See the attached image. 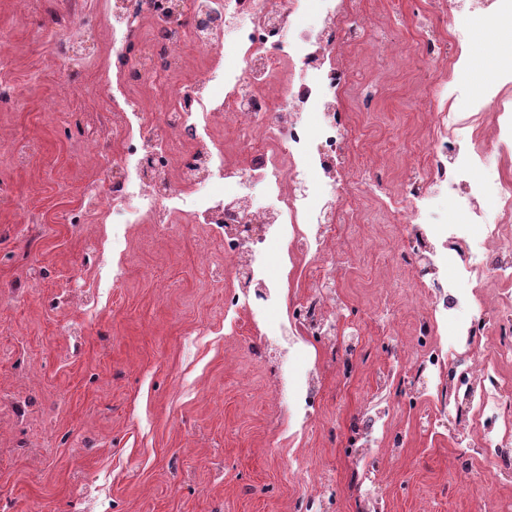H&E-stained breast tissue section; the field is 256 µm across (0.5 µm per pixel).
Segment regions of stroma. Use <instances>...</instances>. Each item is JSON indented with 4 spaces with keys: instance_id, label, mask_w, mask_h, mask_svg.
<instances>
[{
    "instance_id": "35a3bbf8",
    "label": "stroma",
    "mask_w": 512,
    "mask_h": 512,
    "mask_svg": "<svg viewBox=\"0 0 512 512\" xmlns=\"http://www.w3.org/2000/svg\"><path fill=\"white\" fill-rule=\"evenodd\" d=\"M75 26L98 44L92 62L75 75L47 69L45 53L62 37L52 5L0 0V75L16 87L0 126L39 146L16 168L8 163L11 145H0V176L11 191L0 200V512H294L310 468L333 475L328 512H354L355 496L369 493L382 497L385 512H512V485L478 477L459 487L455 410L434 397L417 412L391 415L377 433L374 471L357 491L348 489L333 429H344L364 400L396 403L377 387L380 360L365 352L392 322L403 341L414 336L407 301L376 306V284L387 277L378 256L337 284L345 309L339 336L354 343L359 369L344 385L324 380L326 418L307 428L282 408L317 352L303 343L285 361L253 355L250 324L225 314L224 290L201 259L217 249L211 232L183 222L164 233L139 224L118 240L108 223L60 222L97 190L98 168L114 149L100 143L90 117L100 101L55 97L67 82L78 89L115 83L106 66L109 0H86ZM506 42L483 24L471 28L462 45L467 68L448 69L467 86L458 111L502 84ZM425 69L416 63L374 90L379 109L366 123L395 172L423 118L409 89ZM78 126L88 143L81 152L65 136ZM63 288L88 298L60 306ZM372 305L377 312L367 324L347 314ZM278 368L288 389L277 398L270 386ZM424 415L433 427L421 424ZM395 432L405 449L393 460L385 447Z\"/></svg>"
}]
</instances>
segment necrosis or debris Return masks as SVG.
Here are the masks:
<instances>
[{
  "label": "necrosis or debris",
  "instance_id": "obj_1",
  "mask_svg": "<svg viewBox=\"0 0 512 512\" xmlns=\"http://www.w3.org/2000/svg\"><path fill=\"white\" fill-rule=\"evenodd\" d=\"M82 7L83 0H67L61 17L65 35L49 54L52 67L88 57L86 33L71 25ZM111 13L119 44L112 63L120 89H151L153 75L140 65L146 54L171 71L191 49L205 67L192 80L170 87L171 106L133 117L116 101L111 111L97 113L96 123L118 138L119 150L99 171V190L85 198L83 213L115 225L163 228L180 217L217 231L218 250L205 260L210 265L222 257L230 261L233 285L224 292L228 312L243 299L266 309L276 304L266 254L271 244L283 245V259L299 271L306 291L286 323L260 337L253 351L260 358L273 351L285 354L305 336L325 343L326 361L310 368L301 386L305 419L321 417L326 370L345 381L356 371L351 351L338 343L341 307L328 284L347 267L353 245L344 231L359 221L363 188L380 173L361 148L347 110L352 104L362 112L375 110L373 95L358 77L381 73L399 50L377 43L361 48L360 37L379 27L378 14L364 0H190L177 15L169 0H112ZM302 14L314 22L300 30L295 21ZM447 16L452 24L439 31ZM478 18L493 31L512 30V0H474L453 16L447 0H430L416 26L413 59L433 71L459 63L456 48ZM230 31L241 53L234 69L219 56ZM459 94V87L444 82L424 94L420 107L427 119L418 130L419 149L389 194L394 232L376 241L387 249L393 271L423 265L432 275L430 282L414 283L415 342L404 346L388 336L383 352L393 365L377 374L382 388L394 374H403V403L409 407L426 399L425 376L446 370L449 350L441 331L450 312L468 311L469 292L481 291L512 311V81L473 101V111L491 109L499 118L480 132L451 111ZM217 129L250 133L238 158L225 159L211 139ZM492 157L497 167L491 182L468 179L470 170ZM218 181L227 192L209 193ZM246 184L260 187L263 200L244 193ZM436 193L450 196L463 223L449 225L447 212L433 211ZM491 198L498 204L493 215L486 208ZM407 237L414 247L400 251ZM451 255L458 259L452 280L444 273ZM486 336L497 347L490 359L479 352ZM467 341L470 355L437 397L460 410L455 433L460 446L480 438L475 454L486 480L507 482L512 480V377H505L502 365L512 361V326L491 328L486 335L471 330ZM381 419L380 410L368 404L345 430L353 478H360L374 451Z\"/></svg>",
  "mask_w": 512,
  "mask_h": 512
}]
</instances>
